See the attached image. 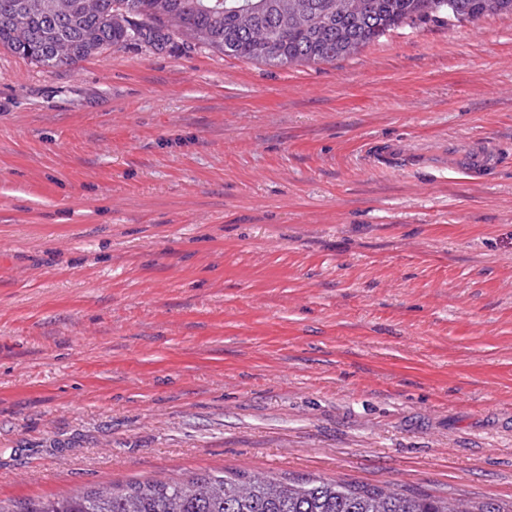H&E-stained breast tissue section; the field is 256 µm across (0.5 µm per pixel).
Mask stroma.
I'll return each instance as SVG.
<instances>
[{
    "label": "stroma",
    "instance_id": "1",
    "mask_svg": "<svg viewBox=\"0 0 512 512\" xmlns=\"http://www.w3.org/2000/svg\"><path fill=\"white\" fill-rule=\"evenodd\" d=\"M225 470L512 512L511 14L315 64L0 47V501ZM495 164V158L489 152L477 144H471L461 154L456 164L455 171L471 175L481 170H486Z\"/></svg>",
    "mask_w": 512,
    "mask_h": 512
}]
</instances>
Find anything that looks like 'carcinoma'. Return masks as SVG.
Returning <instances> with one entry per match:
<instances>
[{
  "mask_svg": "<svg viewBox=\"0 0 512 512\" xmlns=\"http://www.w3.org/2000/svg\"><path fill=\"white\" fill-rule=\"evenodd\" d=\"M62 0H0V45L48 67L16 30L42 32ZM73 4L70 63L112 46L140 40L164 45L175 37L206 50L275 65L331 62L354 54L385 33L419 20L448 16L474 22L489 13L512 14V0H100L87 15ZM125 12L111 21V6ZM14 512H471L430 497L405 496L336 482L284 484L264 475L207 474L189 482L101 486L61 499L26 503Z\"/></svg>",
  "mask_w": 512,
  "mask_h": 512,
  "instance_id": "carcinoma-1",
  "label": "carcinoma"
}]
</instances>
